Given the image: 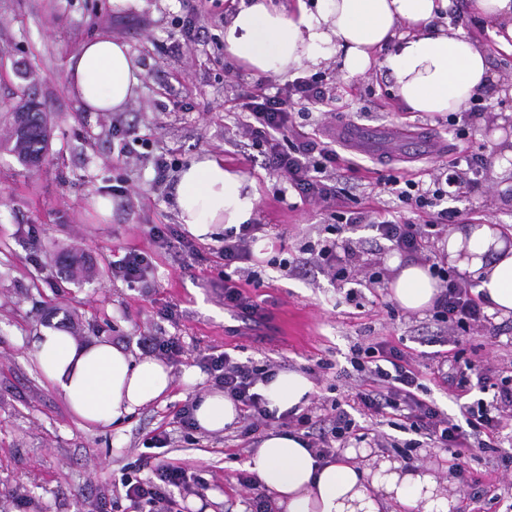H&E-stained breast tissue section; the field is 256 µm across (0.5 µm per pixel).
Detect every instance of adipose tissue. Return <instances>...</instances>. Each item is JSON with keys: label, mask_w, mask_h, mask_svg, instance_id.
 I'll use <instances>...</instances> for the list:
<instances>
[{"label": "adipose tissue", "mask_w": 512, "mask_h": 512, "mask_svg": "<svg viewBox=\"0 0 512 512\" xmlns=\"http://www.w3.org/2000/svg\"><path fill=\"white\" fill-rule=\"evenodd\" d=\"M449 0H248L224 26V51L253 74L284 75L336 60L346 76L375 68L392 79L409 112L452 114L485 98L494 75L490 48L512 53V0H469L495 33L494 45L443 26ZM142 71L127 44L90 39L71 56L67 89L86 111L120 112L135 96ZM258 193L222 157L205 154L177 176L180 223L206 240L220 230L252 223ZM449 264L469 280L489 313L512 315V239L496 224H465L439 243ZM390 293L411 312L433 307L440 289L428 265L392 257ZM38 368L62 395L81 428L120 424L172 389L171 369L138 358L106 340L85 343L44 328L34 338ZM312 382L283 370L261 387L269 408L302 411ZM199 430L236 428L240 409L222 390L194 401ZM270 512H455L449 480L381 456L359 460L354 449L318 460L298 434L271 430L247 462Z\"/></svg>", "instance_id": "obj_1"}]
</instances>
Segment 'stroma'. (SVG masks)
Listing matches in <instances>:
<instances>
[{
  "mask_svg": "<svg viewBox=\"0 0 512 512\" xmlns=\"http://www.w3.org/2000/svg\"><path fill=\"white\" fill-rule=\"evenodd\" d=\"M236 0H147L145 9L118 10L112 0H0V102L40 103L50 126L41 166L22 165L8 144L11 118L0 112V512H134L119 478L138 466L144 442L164 432L171 439L166 460L186 466L189 481L175 490L183 512H245L247 490L239 477L254 449L237 432L209 434L184 429L175 414L211 383L200 365L211 352H228L238 361L279 370L305 371L317 360H331L334 372L314 381L306 408L332 416L333 399H344L351 379L352 349L385 340L409 352L423 373L427 397L444 413L459 417L450 386L433 375L467 378L468 401H491L494 383L512 376V318L491 319L458 345L467 363L439 364L451 343L436 342L440 328L430 313L403 310L390 296L392 251L364 225L347 227L344 238L356 245V267L377 269L371 288L349 287L316 264L290 273L270 266L273 258L297 256L316 239L326 220L322 205L280 198L285 186L269 169L240 125L233 105L248 70L226 72L224 22ZM192 15L195 29L180 48H172L174 21ZM107 35L126 43L144 71L143 81L123 116L153 152H170L179 163L215 153L225 164L255 181L259 198V239L270 249L242 263L237 283L270 314L254 327L224 306L223 236L196 241L197 255L156 248L151 229L177 224L173 187H155L150 160L121 155L112 139V117L84 110L67 90L71 56L85 40ZM497 92L480 115L449 121L405 111L392 82L378 70L348 77L335 62L317 75L335 94L336 113L360 125L363 165L356 180L343 184L341 198H355L365 210L387 211L401 220L417 215L396 197L379 193L376 182L390 174L378 155L393 152L421 175L436 173L440 161L418 145L396 138L401 125L413 126L445 147L448 156L490 157L499 151L494 134L507 131L512 118V54L490 55ZM123 183L130 206L112 194ZM504 180L483 174L477 188L451 200L459 222H489L512 232V203L500 205ZM112 200L110 220L93 208L96 197ZM151 258L145 282L136 286L112 275V262L129 250ZM75 253L90 265L89 279L75 283L64 260ZM257 274L261 287L246 281ZM53 327L80 341L108 339L140 352L139 338L151 333L178 341L182 357L172 362L174 385L163 401L139 409L119 427H79L63 398L42 379L35 362L36 332ZM193 381H185L186 373Z\"/></svg>",
  "mask_w": 512,
  "mask_h": 512,
  "instance_id": "35a3bbf8",
  "label": "stroma"
}]
</instances>
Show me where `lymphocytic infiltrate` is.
Segmentation results:
<instances>
[{
	"label": "lymphocytic infiltrate",
	"mask_w": 512,
	"mask_h": 512,
	"mask_svg": "<svg viewBox=\"0 0 512 512\" xmlns=\"http://www.w3.org/2000/svg\"><path fill=\"white\" fill-rule=\"evenodd\" d=\"M243 114V126L253 145L260 148L267 166L277 172L300 201H315L331 210V222L325 225V235L309 244L307 253L315 255L333 279L360 281L371 285L375 274L355 276L349 246L339 245L336 237L346 226L370 223L380 239L390 242L393 250L414 254L430 230L441 224H451L459 211L448 207V186L466 189L474 186V166L463 165L454 158L442 162L430 184H423L415 174L402 171L383 177L384 189L396 191L399 200L418 213L419 223L402 222L376 213L367 217L364 211L336 210L339 180L358 173L362 165L352 158H342L335 136L325 133H294V106H329L330 93L316 76L296 78L290 84L270 91L263 80H255L238 96ZM256 225L244 224L239 229L226 230L220 252L224 258V304L246 320L264 323L267 319L250 297L238 288L234 276L238 265L251 257L249 246L255 238ZM432 273L440 281L441 292L434 306L432 319L440 324H452L460 331L484 325L488 316L479 296L473 294L447 269L433 266ZM350 363L357 374V383L347 398L365 414L375 417L393 416L398 428L447 449L452 467L464 475L471 492L468 512H480L482 494L480 478L468 475L465 452L478 448L497 452L503 429L512 421V385H503L494 392L491 401H477L460 408V419H453L439 410L433 401L424 397L426 390L419 372L407 353L381 340L354 349ZM202 367L214 385L239 403L248 422L241 430L249 435L262 426L278 425L301 430L315 457L327 459L336 453V443L345 442L356 425L344 408H337L333 417L313 421L306 413L277 412L268 409L258 384L267 382L274 374L273 365L258 366L253 362H238L227 353H211L203 357ZM187 481L184 468L160 461L150 466L147 475L125 472L120 477L125 496L132 503L147 506L148 512H181L173 495L175 488Z\"/></svg>",
	"instance_id": "f902f5d3"
}]
</instances>
